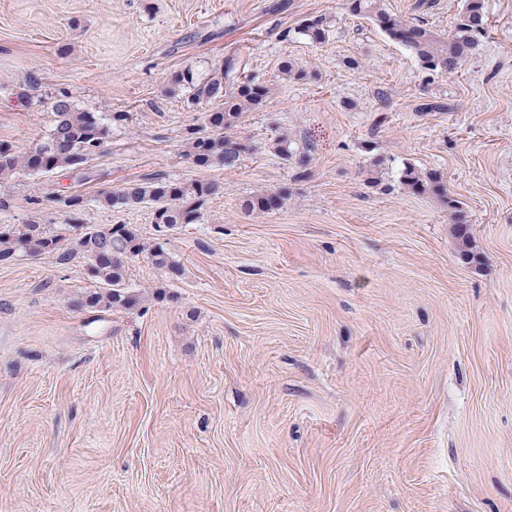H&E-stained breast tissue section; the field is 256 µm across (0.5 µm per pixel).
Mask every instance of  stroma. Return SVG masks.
<instances>
[{
  "label": "stroma",
  "mask_w": 512,
  "mask_h": 512,
  "mask_svg": "<svg viewBox=\"0 0 512 512\" xmlns=\"http://www.w3.org/2000/svg\"><path fill=\"white\" fill-rule=\"evenodd\" d=\"M419 2L383 0L442 35L463 4ZM484 6L481 50L442 75L348 0H0V143L34 151L65 96L114 119L82 170L0 179V224L69 248L58 192L147 246L129 309L84 306V253L0 263V512H512V0ZM314 16L325 43L299 31ZM230 56L270 92L237 166L201 168L206 108L172 77ZM409 164L444 195L409 192ZM158 172L220 186L163 237L102 201ZM448 207L455 212L454 234L462 245L463 257L468 262H479L480 256L472 251L469 224L466 216L461 213L455 201L449 200ZM464 248V249H463Z\"/></svg>",
  "instance_id": "35a3bbf8"
}]
</instances>
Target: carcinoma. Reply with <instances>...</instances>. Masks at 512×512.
<instances>
[{
  "label": "carcinoma",
  "instance_id": "carcinoma-1",
  "mask_svg": "<svg viewBox=\"0 0 512 512\" xmlns=\"http://www.w3.org/2000/svg\"><path fill=\"white\" fill-rule=\"evenodd\" d=\"M350 12L362 16L393 40L411 49L423 68L446 74L458 68L463 60L476 54L486 32L484 0H464L458 12L454 28L446 38L437 36L419 24H408L388 13L382 0H349ZM325 18L317 16L305 20L300 33L315 44L328 38ZM241 59L228 57L223 71L207 81L196 82L187 71L175 76L178 84L186 83L191 89L190 102L206 104L211 110L205 113L212 134L194 136L189 144L188 155L199 167L219 165L231 169L237 165L244 145L232 136L242 113L262 104L268 93L267 87L250 81L239 80ZM54 124L48 138L34 152L18 156L0 144V178L18 171L50 172L58 168L78 169L88 157L97 153L108 136L109 126L92 112L76 109L66 98L58 99L52 106ZM403 185L416 194L437 190V178L422 176L413 167L405 168ZM218 186L213 183H197L185 187L158 175H151L140 182L131 183L117 192L104 196L105 203L112 208H127L150 204L154 207V224L157 231L172 230L179 224H190L198 218L206 198L216 194ZM69 209L70 219L79 223L83 199L78 195L50 197ZM284 197L279 193L259 194L247 200L250 211L268 212L282 206ZM448 207L455 212L454 234L462 245L463 257L469 262L480 261L472 251L469 224L455 201L448 200ZM60 238L51 234L42 224H24L19 228L0 225V261L12 258L16 252L49 255L63 262L80 251L93 260L90 272L103 288L88 294L85 306L104 308H131L137 295L126 288L123 273V257L139 254L145 243L137 231L126 224H114L103 230L86 231L76 235L72 248L60 251ZM151 256L155 265L179 275L181 268L159 245L153 246Z\"/></svg>",
  "mask_w": 512,
  "mask_h": 512
}]
</instances>
